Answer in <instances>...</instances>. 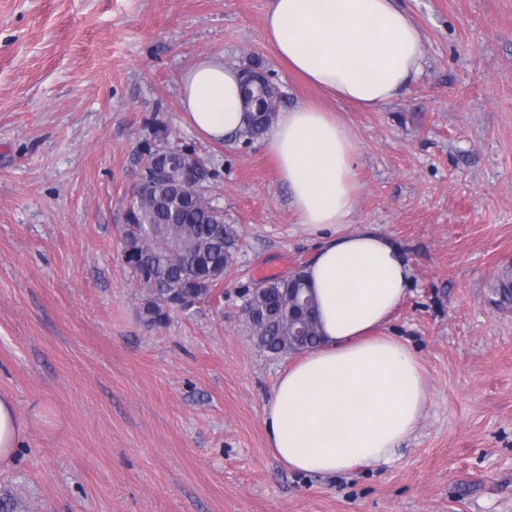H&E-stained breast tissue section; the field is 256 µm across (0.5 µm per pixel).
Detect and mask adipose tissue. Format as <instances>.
Instances as JSON below:
<instances>
[{"mask_svg": "<svg viewBox=\"0 0 512 512\" xmlns=\"http://www.w3.org/2000/svg\"><path fill=\"white\" fill-rule=\"evenodd\" d=\"M265 31L292 71L364 111L395 99L424 68V32L399 0H270ZM181 107L206 139L235 135L244 118L238 67L220 54L202 56L182 76ZM264 145L314 241L303 269L323 330L263 405L268 446L310 475L381 467L429 401L420 357L390 332L412 266L373 225L350 228L358 147L336 113L296 103L279 112ZM27 431L14 401L0 396V465L11 463Z\"/></svg>", "mask_w": 512, "mask_h": 512, "instance_id": "1", "label": "adipose tissue"}]
</instances>
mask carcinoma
Here are the masks:
<instances>
[{
    "label": "carcinoma",
    "mask_w": 512,
    "mask_h": 512,
    "mask_svg": "<svg viewBox=\"0 0 512 512\" xmlns=\"http://www.w3.org/2000/svg\"><path fill=\"white\" fill-rule=\"evenodd\" d=\"M276 97L262 112L250 113L235 138L250 143L262 137L277 118ZM150 137L143 156V176L156 190L142 195L123 218L124 242L131 248L125 266L145 293L143 315L152 324L169 320L174 304L188 299L205 301L235 264L238 232L224 221V209L207 191L169 185L158 171L156 156L171 144V132L161 122L148 123ZM300 289L309 307L315 306L302 278L291 283L273 277L262 281L250 296V308L261 318H247L250 335L261 349L274 354L299 353L319 340L317 320L308 324L307 339L295 345L288 328V289Z\"/></svg>",
    "instance_id": "cac0c4a2"
}]
</instances>
